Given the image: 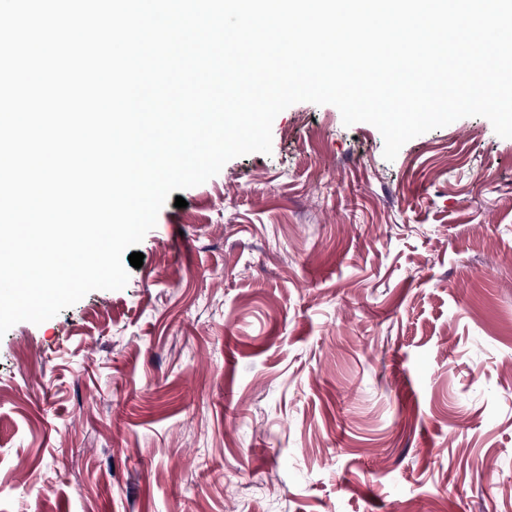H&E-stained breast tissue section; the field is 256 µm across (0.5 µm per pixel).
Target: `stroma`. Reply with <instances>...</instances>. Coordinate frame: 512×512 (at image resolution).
I'll return each mask as SVG.
<instances>
[{
	"label": "stroma",
	"mask_w": 512,
	"mask_h": 512,
	"mask_svg": "<svg viewBox=\"0 0 512 512\" xmlns=\"http://www.w3.org/2000/svg\"><path fill=\"white\" fill-rule=\"evenodd\" d=\"M298 102L120 290L0 337V512H512V139Z\"/></svg>",
	"instance_id": "35a3bbf8"
}]
</instances>
